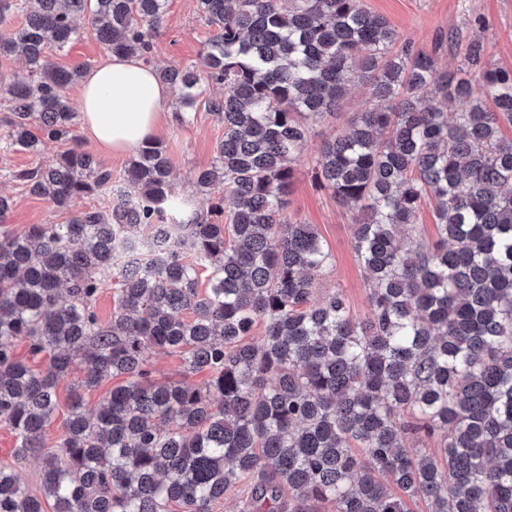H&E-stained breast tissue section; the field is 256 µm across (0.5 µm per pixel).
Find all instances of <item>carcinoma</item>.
<instances>
[{
	"label": "carcinoma",
	"instance_id": "1",
	"mask_svg": "<svg viewBox=\"0 0 512 512\" xmlns=\"http://www.w3.org/2000/svg\"><path fill=\"white\" fill-rule=\"evenodd\" d=\"M12 9L24 22L0 33V61L19 50L27 74L0 90L3 140L36 154L73 144L15 177L60 209L99 192L113 201L15 235L0 196V424L18 455L41 447L58 383L84 361L59 450L43 456L54 512H212L239 486L240 512L326 500L335 512H409L416 500L512 512V140L500 136L512 71L458 34L460 64L443 70L363 0H197L215 34L199 62L161 71L184 109L200 74L224 87L209 101L224 138L194 172L197 207L172 194L157 140L112 183L67 101L88 66L49 56L87 16L107 52L148 62L166 0H0V21ZM357 82L380 105L323 141L313 179L355 212L365 319L338 289L313 300L330 254L287 215L311 124ZM424 203L431 243L418 234ZM112 272L118 306L101 323L94 302ZM22 338L46 369L16 357ZM153 348L208 372L206 386L153 379ZM120 376L89 415L80 390ZM41 498L0 467V512H44Z\"/></svg>",
	"mask_w": 512,
	"mask_h": 512
}]
</instances>
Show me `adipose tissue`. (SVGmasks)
Wrapping results in <instances>:
<instances>
[{
	"instance_id": "1",
	"label": "adipose tissue",
	"mask_w": 512,
	"mask_h": 512,
	"mask_svg": "<svg viewBox=\"0 0 512 512\" xmlns=\"http://www.w3.org/2000/svg\"><path fill=\"white\" fill-rule=\"evenodd\" d=\"M170 99L168 85L138 55L107 56L83 78L84 131L105 152L134 150L157 136Z\"/></svg>"
}]
</instances>
